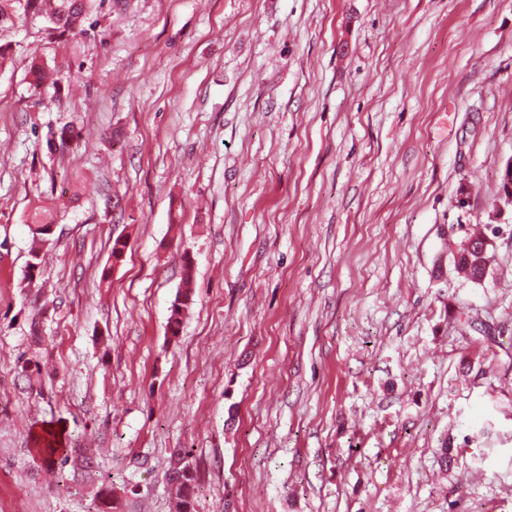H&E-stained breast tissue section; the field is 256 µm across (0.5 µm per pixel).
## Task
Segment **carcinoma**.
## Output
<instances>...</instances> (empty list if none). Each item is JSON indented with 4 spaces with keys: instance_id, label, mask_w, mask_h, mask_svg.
<instances>
[{
    "instance_id": "carcinoma-1",
    "label": "carcinoma",
    "mask_w": 512,
    "mask_h": 512,
    "mask_svg": "<svg viewBox=\"0 0 512 512\" xmlns=\"http://www.w3.org/2000/svg\"><path fill=\"white\" fill-rule=\"evenodd\" d=\"M103 4L104 0H0V25L13 22L14 17L21 12L44 18L51 24V29L61 36L83 35L87 32L86 23ZM29 75L32 76L31 85L40 92L57 88L58 81L54 78V71L36 57L31 60ZM28 224L34 241L43 243L54 224L53 209L43 201L36 203L28 214ZM466 241L471 248L463 250L454 265L468 280L479 284L488 274V253L494 248V238L483 232L467 236ZM194 295L193 261L186 255L183 257L182 288L171 306L167 322L170 339L178 338L182 322L194 302ZM44 447L50 461L57 466L61 475L64 474L66 466L79 460L86 467H91L92 458L88 448L62 443L53 434L44 439ZM167 480L176 488V512H196L198 472L192 462L190 449L173 450ZM89 512H119L118 499L113 493L112 485L102 483L89 506Z\"/></svg>"
}]
</instances>
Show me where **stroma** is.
Segmentation results:
<instances>
[{
    "instance_id": "obj_1",
    "label": "stroma",
    "mask_w": 512,
    "mask_h": 512,
    "mask_svg": "<svg viewBox=\"0 0 512 512\" xmlns=\"http://www.w3.org/2000/svg\"><path fill=\"white\" fill-rule=\"evenodd\" d=\"M0 48V512H87L47 431L123 512H173L175 448L197 512H512V0H105L87 34L29 16ZM488 224L478 285L452 255ZM48 67L36 56L32 58L29 68V75L32 76L31 85L40 92H47L49 88L57 92L58 81L54 78V71ZM27 223L30 226L34 241L38 244L43 243L46 236L51 234V226L55 223L53 209L41 200L31 207ZM195 288L193 282V261L186 254L183 257V277L182 288L176 295L171 306L170 314L167 322V330L170 339L178 338L182 322L188 312V309L194 302ZM50 437L44 439V450L46 454L49 456L50 461L54 466H57L59 470V474L64 475V468L70 463L73 465L81 459L83 463L86 465L84 468H91L92 458L88 455L90 453L91 448H82L80 444H76V446L70 445V440L67 438L66 443H62V441H58L54 434L48 433ZM191 459L188 448H175L171 454L167 480L176 488V512H196L198 472Z\"/></svg>"
}]
</instances>
